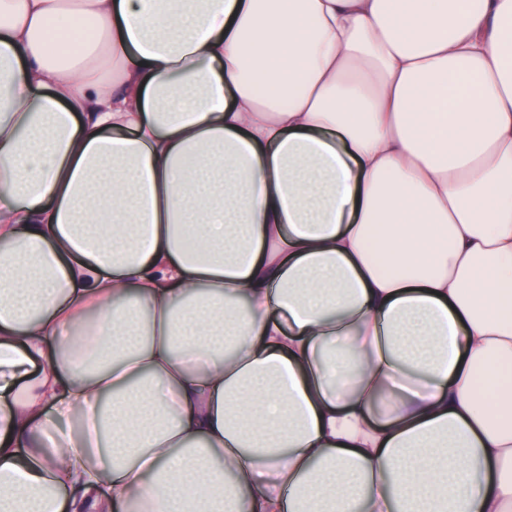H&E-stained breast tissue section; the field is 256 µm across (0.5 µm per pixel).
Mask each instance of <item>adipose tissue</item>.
I'll return each mask as SVG.
<instances>
[{
	"instance_id": "adipose-tissue-1",
	"label": "adipose tissue",
	"mask_w": 512,
	"mask_h": 512,
	"mask_svg": "<svg viewBox=\"0 0 512 512\" xmlns=\"http://www.w3.org/2000/svg\"><path fill=\"white\" fill-rule=\"evenodd\" d=\"M107 499L512 512V0H0V512Z\"/></svg>"
}]
</instances>
